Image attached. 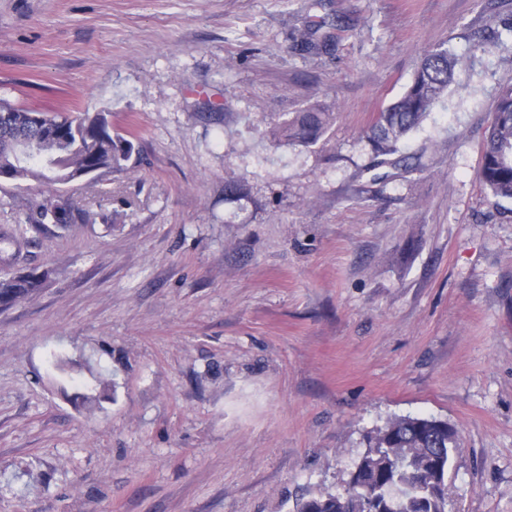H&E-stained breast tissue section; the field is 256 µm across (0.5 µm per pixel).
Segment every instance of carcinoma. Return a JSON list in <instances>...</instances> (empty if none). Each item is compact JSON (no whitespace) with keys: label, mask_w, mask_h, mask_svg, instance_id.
Segmentation results:
<instances>
[{"label":"carcinoma","mask_w":512,"mask_h":512,"mask_svg":"<svg viewBox=\"0 0 512 512\" xmlns=\"http://www.w3.org/2000/svg\"><path fill=\"white\" fill-rule=\"evenodd\" d=\"M315 34L309 27L302 30L296 46L319 52L333 45L331 34L319 39ZM475 58L474 53L456 54L444 42L423 53L402 95L383 107L366 130L375 157L372 168L412 167L409 157L400 154L401 145L442 101L456 75L474 65ZM30 114L29 109L0 102V168H10L15 181L67 184L83 168L122 171L132 156L133 141L110 133L104 112H44L40 123ZM334 121L328 107L313 103L287 115L271 136L310 148ZM23 146L31 148V156L16 165L11 152ZM477 178L493 197L512 201V83L497 89ZM81 218L70 197L58 192L40 201L32 199L15 226L0 229V245L15 247L11 254L15 260L26 243L27 227L64 226ZM48 276L47 270L1 272L0 311L37 293ZM457 444L454 431L431 430L404 416L390 419L367 435V449L344 492L302 497L295 512H447L448 467Z\"/></svg>","instance_id":"carcinoma-1"}]
</instances>
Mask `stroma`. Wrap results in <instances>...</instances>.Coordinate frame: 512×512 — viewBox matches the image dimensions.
Masks as SVG:
<instances>
[{
	"instance_id": "35a3bbf8",
	"label": "stroma",
	"mask_w": 512,
	"mask_h": 512,
	"mask_svg": "<svg viewBox=\"0 0 512 512\" xmlns=\"http://www.w3.org/2000/svg\"><path fill=\"white\" fill-rule=\"evenodd\" d=\"M324 24L329 51L295 36ZM512 0H0V101L108 113L126 170L29 229L0 312V512H293L398 416L458 435L448 512H512V203L476 177ZM483 44L374 180L423 52ZM474 52V51H473ZM336 114L307 149L282 115ZM237 183L238 193L226 192ZM49 271L0 273V311L7 310L16 303L27 299L42 289Z\"/></svg>"
}]
</instances>
